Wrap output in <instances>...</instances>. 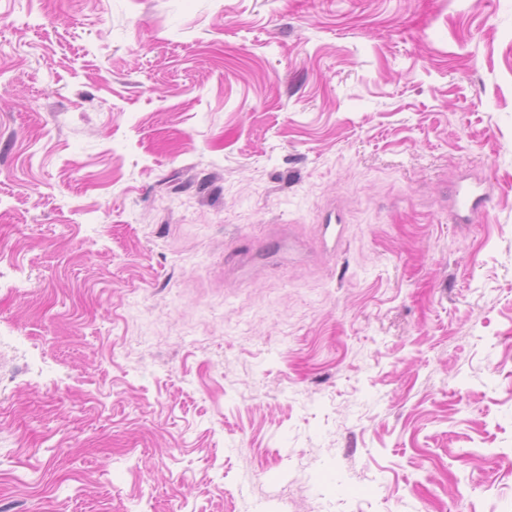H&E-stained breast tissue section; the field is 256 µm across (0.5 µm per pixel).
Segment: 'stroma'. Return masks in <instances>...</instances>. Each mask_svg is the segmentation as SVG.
I'll use <instances>...</instances> for the list:
<instances>
[{"label": "stroma", "mask_w": 512, "mask_h": 512, "mask_svg": "<svg viewBox=\"0 0 512 512\" xmlns=\"http://www.w3.org/2000/svg\"><path fill=\"white\" fill-rule=\"evenodd\" d=\"M461 496L512 512V0H0V512ZM486 182H472L460 178L454 187V222L471 224L482 215L491 196ZM344 217L339 209L332 210L328 213L320 225L321 243L324 247L331 244L336 249L340 244L344 234Z\"/></svg>", "instance_id": "1"}]
</instances>
